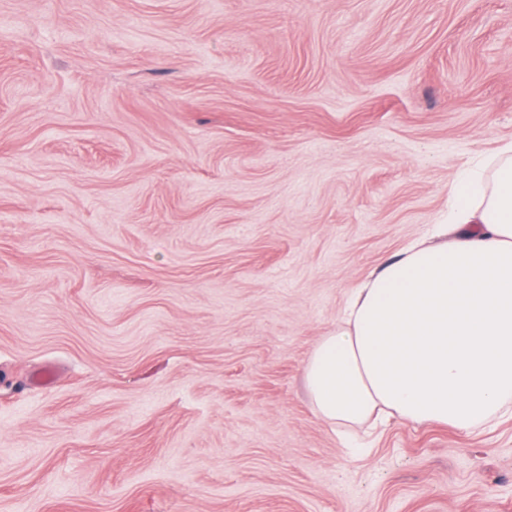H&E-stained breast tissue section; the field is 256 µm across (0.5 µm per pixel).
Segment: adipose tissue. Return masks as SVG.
<instances>
[{
  "instance_id": "1",
  "label": "adipose tissue",
  "mask_w": 512,
  "mask_h": 512,
  "mask_svg": "<svg viewBox=\"0 0 512 512\" xmlns=\"http://www.w3.org/2000/svg\"><path fill=\"white\" fill-rule=\"evenodd\" d=\"M373 271L303 371L331 429L373 418L471 432L512 418V144L489 187Z\"/></svg>"
}]
</instances>
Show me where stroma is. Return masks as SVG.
<instances>
[{
  "mask_svg": "<svg viewBox=\"0 0 512 512\" xmlns=\"http://www.w3.org/2000/svg\"><path fill=\"white\" fill-rule=\"evenodd\" d=\"M507 143L512 0H0V512H512V419L303 384Z\"/></svg>",
  "mask_w": 512,
  "mask_h": 512,
  "instance_id": "35a3bbf8",
  "label": "stroma"
}]
</instances>
